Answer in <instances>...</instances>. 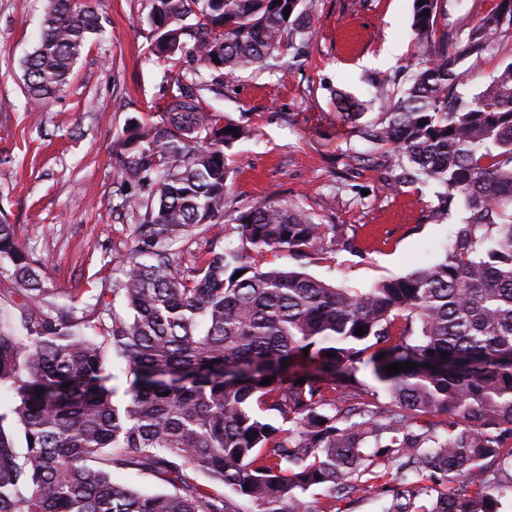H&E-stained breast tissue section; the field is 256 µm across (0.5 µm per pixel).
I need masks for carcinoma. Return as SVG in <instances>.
<instances>
[{
  "label": "carcinoma",
  "instance_id": "obj_1",
  "mask_svg": "<svg viewBox=\"0 0 512 512\" xmlns=\"http://www.w3.org/2000/svg\"><path fill=\"white\" fill-rule=\"evenodd\" d=\"M412 2L422 58L396 89L377 85L381 116L356 136L382 153L351 161L436 187L438 220L462 205L442 258L364 289L270 265V250L331 255L355 236L288 202L219 223L225 150L250 130L177 87L158 120L123 131L115 195L142 220L110 290L46 286L0 222V385L16 396L0 412V512H343L368 494L382 512H500L512 500V57L473 101L459 93L462 62L512 30V9L497 0L461 37L448 0ZM147 22L173 62L187 32L207 31L197 72L229 78L288 55L309 25L304 0H151ZM98 29L73 0H50L24 65L29 95L64 91ZM285 360L316 368L290 373ZM407 361L417 367L385 371ZM117 470L164 489L118 484Z\"/></svg>",
  "mask_w": 512,
  "mask_h": 512
}]
</instances>
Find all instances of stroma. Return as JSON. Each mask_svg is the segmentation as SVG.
I'll return each mask as SVG.
<instances>
[{"label":"stroma","instance_id":"35a3bbf8","mask_svg":"<svg viewBox=\"0 0 512 512\" xmlns=\"http://www.w3.org/2000/svg\"><path fill=\"white\" fill-rule=\"evenodd\" d=\"M100 31L86 43L69 86L30 101L23 61L49 0H0V220L40 265L48 287L89 297L111 287L127 252L131 213L116 209L114 156L130 118L158 112L178 83L195 80L193 53L179 63L152 54L149 0H77ZM309 32L287 69H249L203 90L208 111L249 126L229 150L239 170L229 202L286 200L325 224L354 229L362 248L307 271L363 289L441 258L461 209L429 219L430 186H400L383 170L347 168L345 153H371L354 125L377 119L375 85L414 63L412 0H308ZM361 103L348 119L337 94Z\"/></svg>","mask_w":512,"mask_h":512}]
</instances>
